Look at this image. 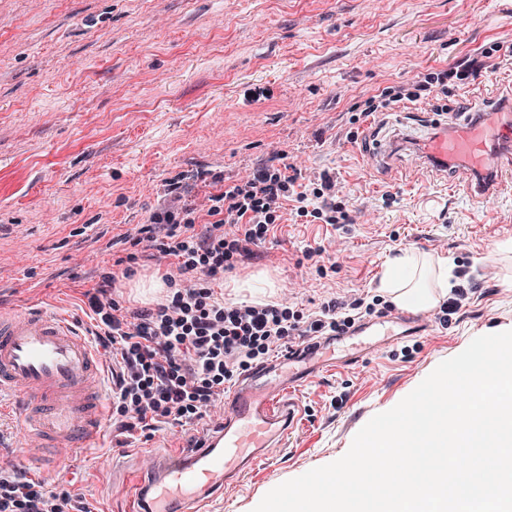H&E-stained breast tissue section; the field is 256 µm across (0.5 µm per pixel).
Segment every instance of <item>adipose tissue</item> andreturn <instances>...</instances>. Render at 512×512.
<instances>
[{
    "label": "adipose tissue",
    "instance_id": "1",
    "mask_svg": "<svg viewBox=\"0 0 512 512\" xmlns=\"http://www.w3.org/2000/svg\"><path fill=\"white\" fill-rule=\"evenodd\" d=\"M452 278L446 262L407 250L388 262L378 289L398 307L427 310L450 288Z\"/></svg>",
    "mask_w": 512,
    "mask_h": 512
}]
</instances>
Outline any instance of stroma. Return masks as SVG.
<instances>
[{
  "label": "stroma",
  "instance_id": "1",
  "mask_svg": "<svg viewBox=\"0 0 512 512\" xmlns=\"http://www.w3.org/2000/svg\"><path fill=\"white\" fill-rule=\"evenodd\" d=\"M512 46V0H0V305L23 302L92 325L82 301L132 241L167 191L182 181L186 219L216 193L208 171L234 181L284 155L305 179L334 172L351 217L326 224L283 220L225 284L266 275L265 303L307 316L334 295L363 299V321L397 306L377 295L385 264L405 250L467 270L469 304L443 321L426 310L424 335H405L360 365L327 368L296 394L298 422L279 456L218 488L207 512H253L279 484L346 454L357 432L395 407L442 361L477 336L512 324V191L469 194L464 166L451 177L417 162L431 123L396 107L363 119L383 89ZM265 88L254 101L248 89ZM440 124L475 112L512 113V68L477 89L449 86ZM170 258L131 262L113 294H141ZM221 418L167 427L112 461L115 426L47 474L99 512H136L116 497L127 477L151 478L163 459L212 434Z\"/></svg>",
  "mask_w": 512,
  "mask_h": 512
}]
</instances>
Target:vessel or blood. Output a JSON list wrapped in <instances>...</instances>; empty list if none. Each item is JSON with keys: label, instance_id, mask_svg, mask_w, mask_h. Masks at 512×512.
Returning <instances> with one entry per match:
<instances>
[{"label": "vessel or blood", "instance_id": "vessel-or-blood-1", "mask_svg": "<svg viewBox=\"0 0 512 512\" xmlns=\"http://www.w3.org/2000/svg\"><path fill=\"white\" fill-rule=\"evenodd\" d=\"M512 138V121L499 113L452 135L429 150L449 163L492 167L499 189L512 188V162L495 150ZM309 347L284 353L253 368L224 396V428L186 456L162 460L151 485L150 512H202L207 495L261 460L273 459L295 425L292 395L320 370ZM15 408L24 440L19 455L52 449L46 470L100 442L105 431V394L99 357L69 316L16 304L0 307V412Z\"/></svg>", "mask_w": 512, "mask_h": 512}]
</instances>
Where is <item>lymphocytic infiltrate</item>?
Masks as SVG:
<instances>
[{
	"instance_id": "obj_1",
	"label": "lymphocytic infiltrate",
	"mask_w": 512,
	"mask_h": 512,
	"mask_svg": "<svg viewBox=\"0 0 512 512\" xmlns=\"http://www.w3.org/2000/svg\"><path fill=\"white\" fill-rule=\"evenodd\" d=\"M478 65L490 73L512 66V47L493 44ZM459 62L409 84L389 87L364 102V117L402 104L429 103L433 90L447 92L449 80L467 86L477 65ZM336 183L321 173L317 186L301 183L298 170L270 157L246 179L211 195L199 223L183 221L182 186H169L166 199L150 215L145 239L167 238L173 262L163 273L175 288L152 308L118 307L110 294L116 276L101 279L86 299L95 322L94 335L117 369L112 390V422L125 431L154 432L162 426H185L211 417L224 385L287 342L308 336H335L352 328L360 297L344 294L306 321H288L285 310L271 304L225 305L214 287L234 259L246 257L264 240L284 202L292 215L327 224H346L338 205ZM0 512H91L67 491L47 489L23 477L15 459L0 456Z\"/></svg>"
}]
</instances>
